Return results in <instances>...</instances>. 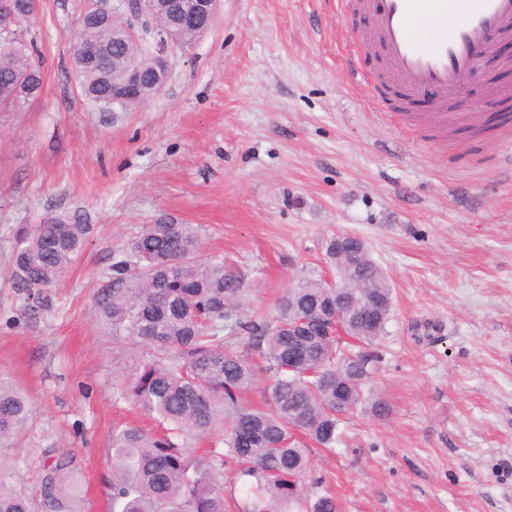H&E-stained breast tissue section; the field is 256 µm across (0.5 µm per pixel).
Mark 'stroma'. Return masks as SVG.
Instances as JSON below:
<instances>
[{"label": "stroma", "mask_w": 512, "mask_h": 512, "mask_svg": "<svg viewBox=\"0 0 512 512\" xmlns=\"http://www.w3.org/2000/svg\"><path fill=\"white\" fill-rule=\"evenodd\" d=\"M81 9L39 0L24 33L43 92L0 112V375L33 406L1 453L27 490L48 446L64 448L82 512H109L112 430L150 421L112 395L114 344L93 296L144 225L173 222L200 225L205 254L233 263L268 314L295 277L320 274L339 235L388 277L367 387L390 413L357 407L311 456L340 512H512V165L486 100L512 70L466 75L481 133L442 134L353 84V70L384 68L364 16L341 17L336 0H221L204 36L171 49L162 91L124 111L81 93ZM75 211L90 238L49 306L29 308L12 255L30 225Z\"/></svg>", "instance_id": "1"}]
</instances>
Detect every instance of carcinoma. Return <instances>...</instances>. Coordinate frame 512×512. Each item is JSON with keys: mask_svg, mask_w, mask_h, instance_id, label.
<instances>
[{"mask_svg": "<svg viewBox=\"0 0 512 512\" xmlns=\"http://www.w3.org/2000/svg\"><path fill=\"white\" fill-rule=\"evenodd\" d=\"M35 0H0V17L17 26L35 14ZM123 20L83 13L73 46L83 95L104 105L135 109L157 95L121 93L127 68L153 65L149 42L122 38ZM40 68L21 30L0 42V112H15L43 91ZM92 225L83 215H49L21 237L12 258L18 295L27 300L54 286L81 254ZM195 224H147L124 247L125 258L97 293L93 313L120 349L113 396L151 416L147 432L125 426L112 432L111 512H224V470L234 466L245 488L237 512H337L336 499L309 492L313 447L331 448L346 411L366 400L363 385L378 360L366 351L381 335L392 308L384 273L365 258L359 291L375 299L371 316L345 324L349 341L313 336L292 358L288 321L314 303L336 301V289L301 277L278 303L277 315L251 306V288L224 264L204 256ZM271 379L267 407L249 404L258 374ZM32 415L30 399L0 377V447L16 438ZM209 442L205 456L191 446ZM223 450H218V447ZM34 499L0 453V512H79L75 454L50 446Z\"/></svg>", "mask_w": 512, "mask_h": 512, "instance_id": "cac0c4a2", "label": "carcinoma"}]
</instances>
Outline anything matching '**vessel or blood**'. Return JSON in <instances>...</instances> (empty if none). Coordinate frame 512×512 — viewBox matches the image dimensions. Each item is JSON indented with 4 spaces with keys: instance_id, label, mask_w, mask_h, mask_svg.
<instances>
[{
    "instance_id": "obj_1",
    "label": "vessel or blood",
    "mask_w": 512,
    "mask_h": 512,
    "mask_svg": "<svg viewBox=\"0 0 512 512\" xmlns=\"http://www.w3.org/2000/svg\"><path fill=\"white\" fill-rule=\"evenodd\" d=\"M340 15L371 14L388 69L362 76L373 97L396 88L402 111L424 105L439 127L464 126L461 76L488 53L494 37L512 34V0H336ZM500 129L512 153V90L499 89Z\"/></svg>"
}]
</instances>
